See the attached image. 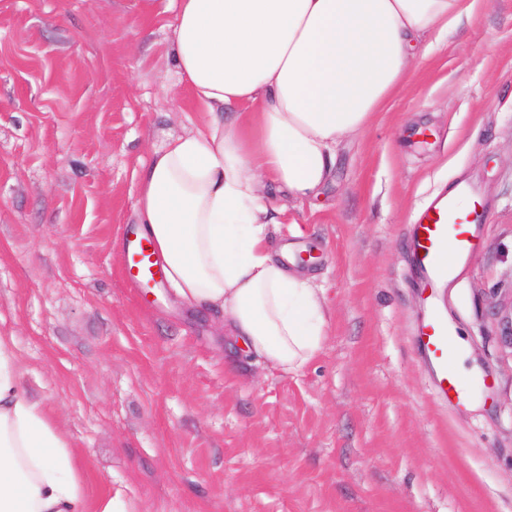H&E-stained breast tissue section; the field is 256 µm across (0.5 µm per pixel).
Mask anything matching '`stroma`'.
<instances>
[{"instance_id":"35a3bbf8","label":"stroma","mask_w":512,"mask_h":512,"mask_svg":"<svg viewBox=\"0 0 512 512\" xmlns=\"http://www.w3.org/2000/svg\"><path fill=\"white\" fill-rule=\"evenodd\" d=\"M174 0H0V336L69 442L88 499L127 512H512V0L415 58L336 149L319 198L267 189L273 250L310 255L326 340L302 368L124 273L137 173L201 124ZM432 136L421 144L417 128ZM468 183L483 247L428 290L414 212ZM439 312L489 378L448 405L413 337Z\"/></svg>"}]
</instances>
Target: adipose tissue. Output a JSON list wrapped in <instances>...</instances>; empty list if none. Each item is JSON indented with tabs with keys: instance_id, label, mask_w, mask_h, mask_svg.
<instances>
[{
	"instance_id": "1",
	"label": "adipose tissue",
	"mask_w": 512,
	"mask_h": 512,
	"mask_svg": "<svg viewBox=\"0 0 512 512\" xmlns=\"http://www.w3.org/2000/svg\"><path fill=\"white\" fill-rule=\"evenodd\" d=\"M486 0H177L176 64L206 119L167 140L138 175L136 219L177 299L219 311L256 360L311 361L325 312L310 279L268 245L276 218L262 182L316 198L336 146L363 132L407 76L429 34L473 18ZM0 512H120L88 504L76 459L21 387L0 337Z\"/></svg>"
}]
</instances>
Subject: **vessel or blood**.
<instances>
[{"instance_id": "obj_1", "label": "vessel or blood", "mask_w": 512, "mask_h": 512, "mask_svg": "<svg viewBox=\"0 0 512 512\" xmlns=\"http://www.w3.org/2000/svg\"><path fill=\"white\" fill-rule=\"evenodd\" d=\"M470 190L460 185L420 210L410 229V247L417 270L428 285L452 281L459 267L483 245L477 206L462 207L460 200ZM124 269L129 281L140 288L157 287L165 277L164 264L147 235L128 229L124 240ZM454 328L437 317L421 326L416 340L432 371L433 390L438 398L459 404L473 401L489 383L474 375L471 384H461L455 370L457 349Z\"/></svg>"}]
</instances>
